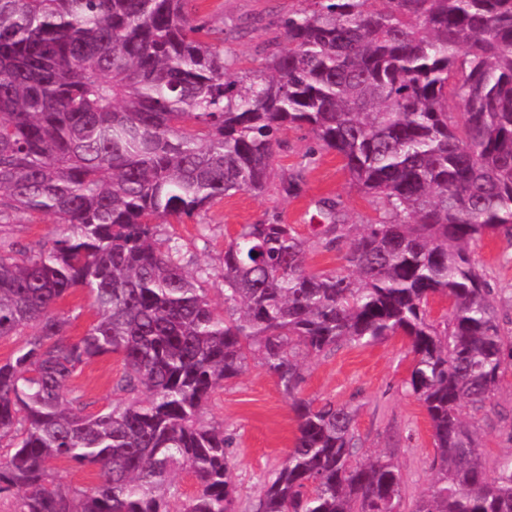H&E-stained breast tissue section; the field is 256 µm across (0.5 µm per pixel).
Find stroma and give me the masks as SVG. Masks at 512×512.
<instances>
[{"instance_id": "1", "label": "stroma", "mask_w": 512, "mask_h": 512, "mask_svg": "<svg viewBox=\"0 0 512 512\" xmlns=\"http://www.w3.org/2000/svg\"><path fill=\"white\" fill-rule=\"evenodd\" d=\"M301 5V0H197L195 10L210 28L223 31L225 53L237 57L240 67L248 70L258 67L278 19ZM312 148L316 149L315 141L304 127L285 130L276 148V167L302 176L299 195L286 196L275 185L261 195L240 191L213 205L199 221L174 220L162 226L163 235L180 239L190 265L209 267V297L214 305L223 302L224 246L242 225L280 215L308 241V269L322 271L345 265L343 252L321 244L329 203H336V218L344 224H372L385 217L382 203L352 186L335 152L316 149L310 160L306 154ZM52 227L50 216L20 214L0 227V238L36 250L48 246ZM471 251L500 300L503 325L512 324V251L493 232L475 241ZM411 360L407 342L400 336L370 346L344 345L304 358L300 391L304 398L356 407L361 454L381 452L392 457L402 472L403 495L409 503L427 491L435 453L427 413L406 388ZM121 372L120 360L111 355L92 360L71 378V385L84 392L87 413L111 404L112 385ZM206 415L223 422L236 438L233 478L239 504L247 506L259 495L263 479L280 466L293 446L297 423L289 400L274 378L254 362L242 375L215 389ZM478 440L487 462L511 454L512 420L481 421Z\"/></svg>"}]
</instances>
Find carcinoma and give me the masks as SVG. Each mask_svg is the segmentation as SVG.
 Listing matches in <instances>:
<instances>
[{
  "label": "carcinoma",
  "instance_id": "carcinoma-1",
  "mask_svg": "<svg viewBox=\"0 0 512 512\" xmlns=\"http://www.w3.org/2000/svg\"><path fill=\"white\" fill-rule=\"evenodd\" d=\"M192 0H0V223L54 217L51 244H0V500L17 512H239L233 437L210 394L256 361L288 396L298 436L251 512H512V454L487 464L472 416L512 360L470 246L512 241V0H306L277 23L260 67L209 41ZM286 39L283 46L280 39ZM459 101L461 117L448 103ZM307 127L381 201L378 224L331 221L346 268L312 272L277 214L224 248V312L190 271L169 218L194 219L276 183L275 149ZM82 288L95 320L66 338L60 301ZM449 301L442 323L430 300ZM410 341L409 391L430 420L429 491L404 510L402 474L358 454L355 409L300 397L301 359ZM116 354L112 405L83 413L68 381ZM95 466L83 488L53 464ZM186 473L195 492L183 496Z\"/></svg>",
  "mask_w": 512,
  "mask_h": 512
}]
</instances>
